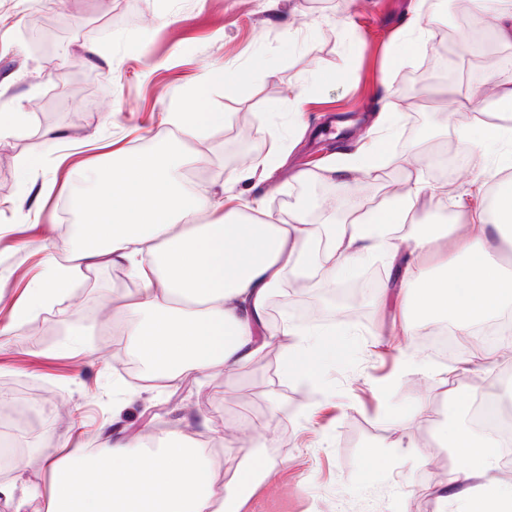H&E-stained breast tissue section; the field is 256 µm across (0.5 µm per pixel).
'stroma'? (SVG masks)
Returning a JSON list of instances; mask_svg holds the SVG:
<instances>
[{"label": "stroma", "mask_w": 512, "mask_h": 512, "mask_svg": "<svg viewBox=\"0 0 512 512\" xmlns=\"http://www.w3.org/2000/svg\"><path fill=\"white\" fill-rule=\"evenodd\" d=\"M433 23L422 40L395 53L399 31L416 6ZM55 22L51 55L26 37L36 15ZM457 0H0V119L23 111L22 134L0 140V385L24 387L46 414V441L19 455L26 487L48 477V448L81 447L101 430L174 434L204 448L215 482L244 478L246 431L274 461L241 512H467L457 474L467 462L436 432L449 420L459 388L470 398L512 392V368L480 347L456 359L418 346L380 350L401 330L403 312L382 301L392 280L388 258L366 256L335 278L285 274L268 306L274 323L304 330L345 323L346 335L309 375L285 373L271 345L259 362L233 371H203L173 382L150 381L126 368L134 354L112 329L126 319L122 296L137 288L124 265L72 262L66 202L88 190L84 167L108 169L112 154L155 155L177 142L201 161L188 177L208 196H235L260 206L267 220L303 211L319 227L345 223L348 212L420 180L425 195L449 186L435 209L417 212L420 228L448 230L478 164L500 155L486 122L458 120L453 94L477 95L489 75L512 70V47H471ZM101 53L89 56L87 45ZM201 97L222 124L195 139L167 123L169 112ZM469 136L467 165L440 182L434 150L457 149ZM295 141L286 163L264 182L244 181L234 157L274 152L273 135ZM380 146L392 161L356 176L352 196L337 199L323 176L332 158ZM307 182L292 178L296 169ZM72 263L68 293L34 311L18 330L13 312L54 263ZM380 269L358 302L328 300L334 282ZM427 401L431 419L413 417ZM448 487L437 500L435 483Z\"/></svg>", "instance_id": "obj_1"}]
</instances>
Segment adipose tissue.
Here are the masks:
<instances>
[{"instance_id": "adipose-tissue-1", "label": "adipose tissue", "mask_w": 512, "mask_h": 512, "mask_svg": "<svg viewBox=\"0 0 512 512\" xmlns=\"http://www.w3.org/2000/svg\"><path fill=\"white\" fill-rule=\"evenodd\" d=\"M195 162L176 148L156 160L124 155L111 173H97L95 189L79 203L76 256L88 266L127 265L139 281L123 298L133 318L116 328L161 380L242 368L273 343L286 370H311L335 339H299L297 327L269 321V301L284 273L332 276L364 253L386 251L400 270L403 307L421 317L451 315L456 335L512 306V270L498 256L501 243L512 245L511 173L493 172L496 194L486 182L472 186L453 244L426 232L404 255L394 241L408 215L426 205L421 182L390 196L382 213H362L323 234L300 215L280 224L256 221L241 206L212 201L182 179ZM496 445L467 426L451 430L453 451L474 462L462 474L474 483L470 512H512L491 501V489L503 481L491 453ZM260 454L249 450L246 479L218 487L206 475L202 448L178 436L141 448L135 438L106 434L95 449L50 461L44 487L0 481V499L14 512H239L264 479L252 465Z\"/></svg>"}]
</instances>
